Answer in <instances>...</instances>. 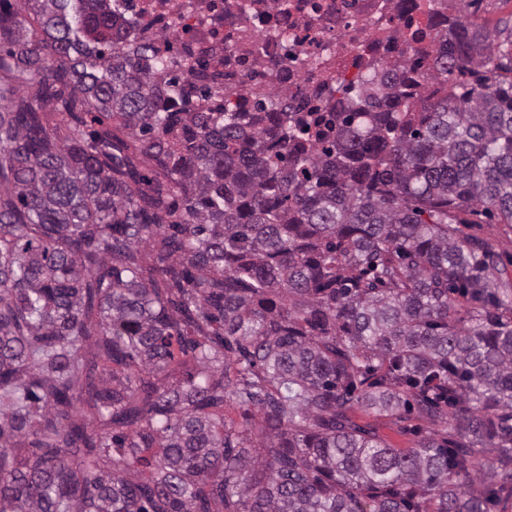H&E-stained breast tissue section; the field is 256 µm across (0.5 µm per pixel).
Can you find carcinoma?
<instances>
[{
	"label": "carcinoma",
	"mask_w": 512,
	"mask_h": 512,
	"mask_svg": "<svg viewBox=\"0 0 512 512\" xmlns=\"http://www.w3.org/2000/svg\"><path fill=\"white\" fill-rule=\"evenodd\" d=\"M112 2L0 0V512L512 500V284L461 228L512 224V50L458 19L421 111L342 83L333 147L290 152L308 126L157 76ZM352 417L357 423L373 428L392 448H415L421 438L434 437L430 427L415 411L408 413L407 418H398L355 409Z\"/></svg>",
	"instance_id": "carcinoma-1"
}]
</instances>
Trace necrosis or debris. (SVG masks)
Returning a JSON list of instances; mask_svg holds the SVG:
<instances>
[{
    "label": "necrosis or debris",
    "mask_w": 512,
    "mask_h": 512,
    "mask_svg": "<svg viewBox=\"0 0 512 512\" xmlns=\"http://www.w3.org/2000/svg\"><path fill=\"white\" fill-rule=\"evenodd\" d=\"M462 0H117L129 42L189 73L224 71V99L241 112L270 98L296 118L342 111L340 82L373 77L423 102L437 48Z\"/></svg>",
    "instance_id": "4bbe7bcc"
}]
</instances>
